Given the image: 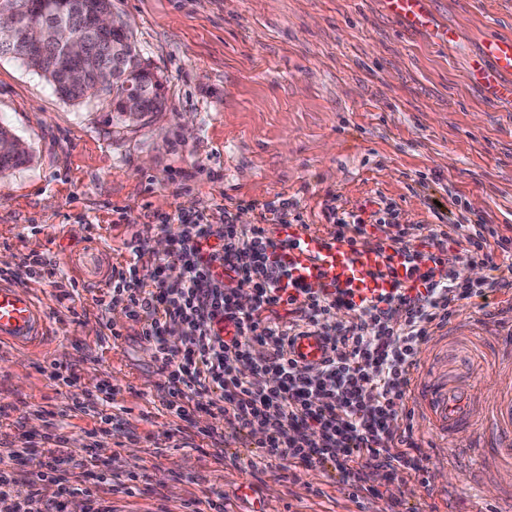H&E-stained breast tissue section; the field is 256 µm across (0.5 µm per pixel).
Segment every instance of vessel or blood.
<instances>
[{
    "label": "vessel or blood",
    "mask_w": 512,
    "mask_h": 512,
    "mask_svg": "<svg viewBox=\"0 0 512 512\" xmlns=\"http://www.w3.org/2000/svg\"><path fill=\"white\" fill-rule=\"evenodd\" d=\"M383 2L407 25L417 27L428 22V0ZM470 77L493 96L512 100V38L486 39ZM269 230L278 241V254L296 284L331 292L349 289L357 302L398 292L410 294L418 286L402 253L392 244L367 248L338 236L335 230L311 224H273ZM47 327L45 310L26 288L0 283V343L33 346L44 337ZM288 349L303 366L320 365L330 355V345L322 336L291 337ZM469 396L467 388L449 385L447 372L423 376L419 379L417 410L432 432L456 435L470 425L464 404ZM488 421L500 427L512 425V393L494 397Z\"/></svg>",
    "instance_id": "vessel-or-blood-1"
}]
</instances>
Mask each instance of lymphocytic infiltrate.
<instances>
[{
    "label": "lymphocytic infiltrate",
    "instance_id": "obj_1",
    "mask_svg": "<svg viewBox=\"0 0 512 512\" xmlns=\"http://www.w3.org/2000/svg\"><path fill=\"white\" fill-rule=\"evenodd\" d=\"M173 220L182 231L168 251L151 255L147 237L135 235L130 259L112 264L95 299L104 311L122 304L140 324L167 380L165 409L184 421L190 408L206 411L213 423L202 434L219 458L224 435L218 427L224 424L258 438L268 465L328 471L354 493L378 495V477L392 482L409 476L429 486L426 467L411 453L412 430L399 432L393 424L414 419L408 405L413 369L433 331L445 327L465 301L486 298L512 276V238L486 226L463 235L459 244L467 262L490 272L474 284L446 268L449 237L440 226L424 225L425 253L406 234H393L410 263L430 261L434 267L422 272L423 289L415 296L359 306L344 294L315 288L283 295L280 283L289 272L276 240L259 225L239 228L230 209L213 216L182 208L176 216H158L157 223ZM147 256L155 266L148 282L139 276ZM172 266L181 269V279L164 277ZM243 291L252 296L250 306L236 301ZM227 320L236 329L230 339L224 336ZM306 332L331 344L322 365H299L288 353L289 337ZM176 334L182 343L169 344ZM256 349L262 359H252ZM45 441L47 458L32 479L0 471V512H65L72 498L82 500V512H107L95 501L101 489L115 491L112 473H96L92 458L71 462L63 452L67 434L51 432ZM77 475L93 477V486L74 483Z\"/></svg>",
    "mask_w": 512,
    "mask_h": 512
}]
</instances>
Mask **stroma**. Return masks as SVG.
I'll return each mask as SVG.
<instances>
[{"label": "stroma", "mask_w": 512, "mask_h": 512, "mask_svg": "<svg viewBox=\"0 0 512 512\" xmlns=\"http://www.w3.org/2000/svg\"><path fill=\"white\" fill-rule=\"evenodd\" d=\"M429 10L430 27L411 29L380 0H112L163 82L164 110L132 126L117 122L110 96L63 100L21 60L0 58V125L31 152L0 176V271L49 315L37 348L0 351V456L22 443L28 458L0 469L30 477L43 434L65 419L73 460L93 453L113 472L147 474L132 495H112V512H182L219 495L227 512H512V458L483 480L468 451L489 439L480 404L456 442L415 420L430 488L383 481L376 497L351 498L317 469L265 466L250 436L228 438L220 461L209 440L170 438L165 378L139 324L93 301L135 233L159 236L148 216L182 207L213 214L243 200L237 221L250 225L286 198L324 226L332 197L342 210L390 207L404 229L489 224L512 237V101L489 100L467 76L486 36H512V0H431ZM33 252L77 279L79 319L27 275ZM108 321L121 340L105 339ZM423 350L477 395L512 392V289L485 309L466 304ZM53 362L75 387L45 373ZM106 398L112 433L96 435Z\"/></svg>", "instance_id": "35a3bbf8"}]
</instances>
